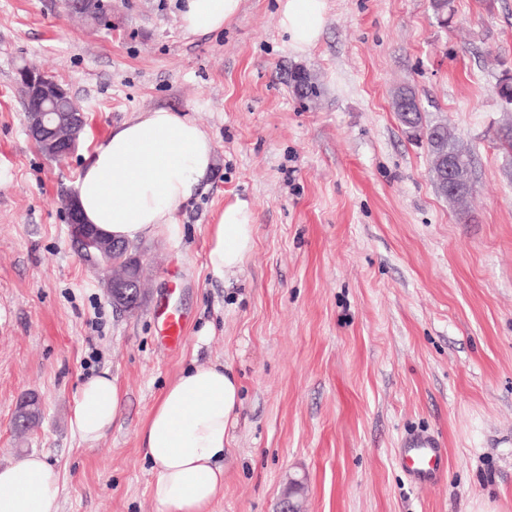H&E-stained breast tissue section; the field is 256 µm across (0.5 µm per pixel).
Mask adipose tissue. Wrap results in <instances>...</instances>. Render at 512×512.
Returning a JSON list of instances; mask_svg holds the SVG:
<instances>
[{
	"mask_svg": "<svg viewBox=\"0 0 512 512\" xmlns=\"http://www.w3.org/2000/svg\"><path fill=\"white\" fill-rule=\"evenodd\" d=\"M242 0H183L180 23L190 36L223 30ZM326 0H279L278 27L292 47L315 44L325 25ZM215 164L211 137L194 119L170 108L139 112L111 127L85 158L76 182L84 223L135 243L171 233L179 207ZM254 248L247 203L225 206L208 229L207 269L215 280L241 269ZM240 383L229 366H191L163 390L140 439L152 463V496L162 512H211L224 490V450L237 418ZM122 393L110 372L86 380L71 427L87 444L104 436L121 414ZM58 470L31 454L0 466V512H54Z\"/></svg>",
	"mask_w": 512,
	"mask_h": 512,
	"instance_id": "ef3b65f1",
	"label": "adipose tissue"
}]
</instances>
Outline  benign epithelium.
<instances>
[{
	"label": "benign epithelium",
	"instance_id": "benign-epithelium-1",
	"mask_svg": "<svg viewBox=\"0 0 512 512\" xmlns=\"http://www.w3.org/2000/svg\"><path fill=\"white\" fill-rule=\"evenodd\" d=\"M19 82L24 86L28 101V132L38 141L42 154L50 160H57L72 154L85 129V113L76 105L66 112L57 114L51 125L44 123L45 104L51 101L67 100L68 90L58 81L46 77L42 72L24 67L19 71ZM435 179L440 183L441 192L448 198L460 196L466 190V179L457 159L442 152L437 161ZM68 223L73 240L78 242L80 254L98 271L106 273L109 288L107 295L112 307L120 312L132 313L142 305L140 276L142 265L133 246L108 240L92 232L82 223L75 209L73 196L66 198ZM39 415V405L30 397L21 403L14 418L17 429L23 430Z\"/></svg>",
	"mask_w": 512,
	"mask_h": 512
}]
</instances>
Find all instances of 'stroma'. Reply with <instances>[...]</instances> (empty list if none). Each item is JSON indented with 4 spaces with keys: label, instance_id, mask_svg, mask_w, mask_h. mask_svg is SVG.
Wrapping results in <instances>:
<instances>
[{
    "label": "stroma",
    "instance_id": "stroma-1",
    "mask_svg": "<svg viewBox=\"0 0 512 512\" xmlns=\"http://www.w3.org/2000/svg\"><path fill=\"white\" fill-rule=\"evenodd\" d=\"M181 0H0V465L58 469L56 512H160L139 430L169 382L220 362L243 387L212 512H275L304 478L306 512H512V0H327L299 52L278 0H242L223 31L185 35ZM67 87L87 125L69 158L26 132L17 70ZM307 75L315 94L295 78ZM415 88L475 157L464 205L437 191L425 145L392 107ZM166 107L212 137L215 164L177 213L180 232L139 242L146 301L115 312L72 243L63 199L115 125ZM247 202L255 246L213 281L208 227ZM187 319L171 350L161 304ZM110 371L122 411L94 445L70 419L81 385ZM44 417L14 426L25 394ZM414 433L448 452L412 485L396 450Z\"/></svg>",
    "mask_w": 512,
    "mask_h": 512
}]
</instances>
